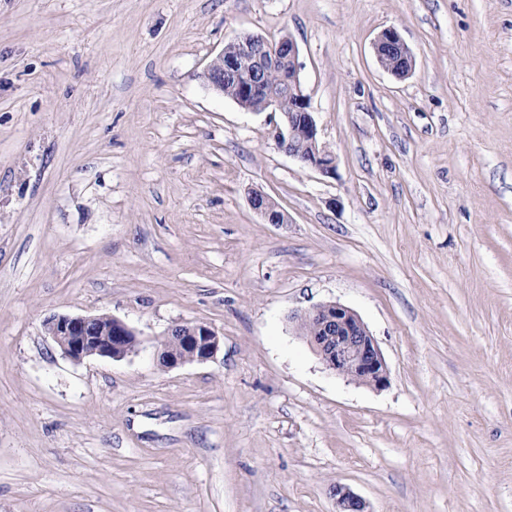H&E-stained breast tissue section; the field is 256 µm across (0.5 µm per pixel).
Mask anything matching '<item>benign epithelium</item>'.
Listing matches in <instances>:
<instances>
[{"instance_id": "benign-epithelium-1", "label": "benign epithelium", "mask_w": 512, "mask_h": 512, "mask_svg": "<svg viewBox=\"0 0 512 512\" xmlns=\"http://www.w3.org/2000/svg\"><path fill=\"white\" fill-rule=\"evenodd\" d=\"M230 44L235 55L226 59L219 53L204 69L203 77L214 91L224 94V84L234 88L231 96L239 107L261 100L259 111L278 113L282 127L277 131L280 148L288 156L325 176L336 173V157L319 143L317 126L299 75L296 42L289 36L269 40L259 35H241ZM380 66L393 74L395 70L408 76L414 66L413 55L395 28L382 30L373 43ZM278 76L288 94L290 107L283 109L281 97L267 88L269 75ZM302 129L301 141L293 138ZM251 207L269 224H286L288 215L270 196L253 191ZM296 320L309 323L316 332L310 337L325 367L333 373L377 390L389 381L383 353L362 319L352 309L338 303H322L296 315ZM44 333L61 354L73 361L98 356L120 360L133 353L138 345L135 331L124 321L107 313L93 316L54 314L43 321ZM169 335L177 344L175 350L158 349V360L165 368L191 362H206L220 347V337L209 326L183 323L171 328ZM331 495L336 512H371L369 504L349 487L335 485Z\"/></svg>"}]
</instances>
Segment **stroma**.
<instances>
[{
    "label": "stroma",
    "instance_id": "stroma-1",
    "mask_svg": "<svg viewBox=\"0 0 512 512\" xmlns=\"http://www.w3.org/2000/svg\"><path fill=\"white\" fill-rule=\"evenodd\" d=\"M244 34L296 41L335 176L205 83ZM328 302L386 388L302 335ZM99 313L135 353L43 332ZM185 322L219 350L160 366ZM339 483L372 512H512V0H0V512H336ZM373 49L378 63L387 72L399 78H404L411 73L414 58L397 29L382 30L374 40ZM399 63H403L399 68L402 75L395 74L396 65ZM251 207L269 224H286L288 215L270 196L252 191L249 194ZM325 367L333 373L377 390L389 381L383 353L362 319L338 303H322L295 316ZM44 333L73 361L98 356L120 360L138 345L135 331L107 313L93 316L54 314L43 321Z\"/></svg>",
    "mask_w": 512,
    "mask_h": 512
}]
</instances>
